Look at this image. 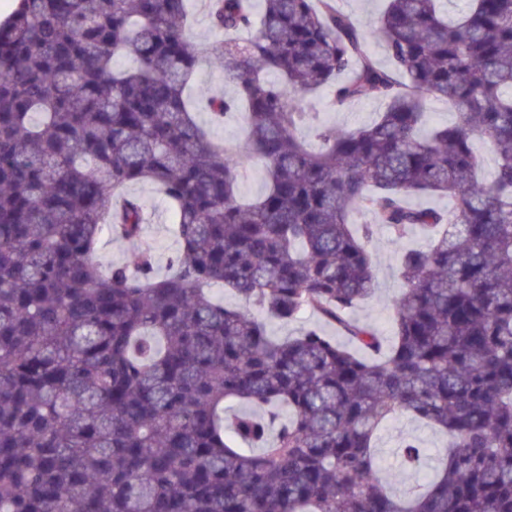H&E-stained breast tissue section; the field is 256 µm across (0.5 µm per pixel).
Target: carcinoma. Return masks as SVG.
<instances>
[{
    "label": "carcinoma",
    "instance_id": "cac0c4a2",
    "mask_svg": "<svg viewBox=\"0 0 512 512\" xmlns=\"http://www.w3.org/2000/svg\"><path fill=\"white\" fill-rule=\"evenodd\" d=\"M188 2L20 0L0 24V512H512V0L451 20L447 0H386L369 28L337 0H207L203 42ZM204 58L233 95L188 97ZM321 89L385 108L314 149L298 130ZM432 99L454 124L424 130ZM238 112L245 137L216 140ZM244 159L267 181L250 202ZM142 183L179 241L161 276L123 195ZM427 194L452 205L406 203ZM355 211L401 246L385 352L350 318L376 279ZM107 234L130 261L102 265ZM307 310L356 350L269 332ZM403 414L448 448L396 496L375 438ZM398 457L424 468L415 440Z\"/></svg>",
    "mask_w": 512,
    "mask_h": 512
}]
</instances>
